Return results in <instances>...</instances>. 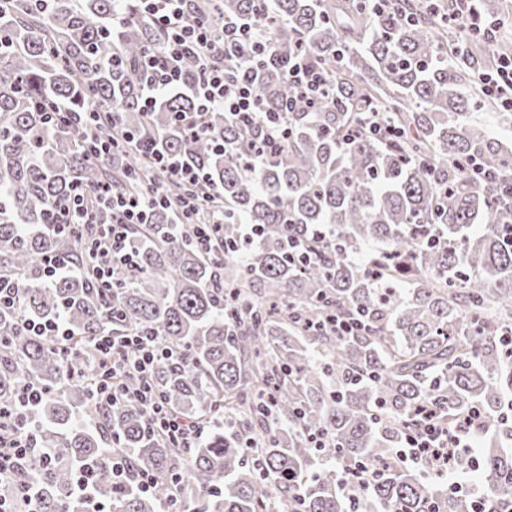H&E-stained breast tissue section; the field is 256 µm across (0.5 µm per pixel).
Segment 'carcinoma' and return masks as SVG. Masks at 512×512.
<instances>
[{"label":"carcinoma","mask_w":512,"mask_h":512,"mask_svg":"<svg viewBox=\"0 0 512 512\" xmlns=\"http://www.w3.org/2000/svg\"><path fill=\"white\" fill-rule=\"evenodd\" d=\"M188 13L216 36L227 18L263 25L269 53L234 74L253 82L263 109L293 110L280 114L281 147L259 164L258 119L242 126L215 109L197 136L176 123L193 103L192 55L186 85L141 110L147 84L136 66L166 33L134 0H0V274L15 295L0 312V401L31 383L45 391L23 424L51 455L22 460L0 499L15 512H92L97 502L162 512L173 498L184 512H348L355 499L362 512H512V194L502 193L512 148L471 119L497 110L477 83L485 58H458L433 0L382 12L363 0H189ZM299 59L330 77L311 110L288 77ZM41 99L73 118L48 121ZM91 112L205 181L191 190L171 181L136 147L94 153L106 131ZM375 114L401 129L396 142L343 143ZM473 157L487 179L466 172ZM105 184L137 194L160 185L170 205L133 225L136 264L99 288L86 248L112 211L75 227L53 214ZM190 192L224 208V251L205 256L192 226L170 222ZM368 244L378 249L356 262ZM50 257L66 272L46 276ZM29 320L62 323L68 350L28 332ZM133 332L183 355L153 374L172 408L204 425L222 414L224 430L177 448L138 409L97 405L87 385L94 343ZM421 404L450 421L480 411L470 428L486 437L480 498L392 455ZM114 455L131 468L121 485ZM325 457L338 469L323 468ZM93 460L94 489L80 494L78 474ZM361 467L375 472L366 486L351 474ZM140 472L155 476L152 493L139 490Z\"/></svg>","instance_id":"carcinoma-1"}]
</instances>
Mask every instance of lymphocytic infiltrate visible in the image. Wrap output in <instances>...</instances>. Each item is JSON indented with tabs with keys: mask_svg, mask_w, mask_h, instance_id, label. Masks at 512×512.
Wrapping results in <instances>:
<instances>
[{
	"mask_svg": "<svg viewBox=\"0 0 512 512\" xmlns=\"http://www.w3.org/2000/svg\"><path fill=\"white\" fill-rule=\"evenodd\" d=\"M139 2L142 17L168 32L162 50L148 52L138 63V70L150 87L144 99L145 108L154 106L158 91L182 87L183 61L192 54L200 67V79L192 90L194 110L178 114V123L195 134L200 130L202 116L217 108L241 123L261 117L266 122L267 133L255 148L257 159H264L278 148L281 126L273 114H259L253 85L225 76L230 60L244 62L267 52L268 46L258 39L255 25L247 21L225 23L223 37L217 42L206 24L189 17L186 0ZM478 81L483 92L496 100L500 111L512 112L511 56L498 58L493 66L479 73ZM97 196L117 213L115 220L102 229L89 252L95 279L108 287L122 267L135 262L133 251L127 247L131 225L146 223L148 210L163 204L165 195L159 188L148 196L116 194L102 188ZM172 221L176 224L194 222L197 241L208 251L217 242L216 234L224 224V213L189 197L183 209L174 213ZM95 349L98 355L96 375L91 381L95 400L110 405L132 404L143 413L151 430L167 436L178 447L189 448L198 442L203 426L189 423L151 384L157 364L164 361L179 365L180 355L163 347L157 337L147 335L101 336L95 342ZM127 378L138 380V389L125 388L123 381ZM42 398L41 389L31 385L10 404L0 405V480L14 476L19 462L31 453L33 442L19 418ZM417 417L420 433L405 438L403 449L396 452L397 457L423 464L435 475L448 476L452 487H461L457 462L469 453V446L463 444L455 430L439 423L434 408L420 407Z\"/></svg>",
	"mask_w": 512,
	"mask_h": 512,
	"instance_id": "obj_1",
	"label": "lymphocytic infiltrate"
}]
</instances>
